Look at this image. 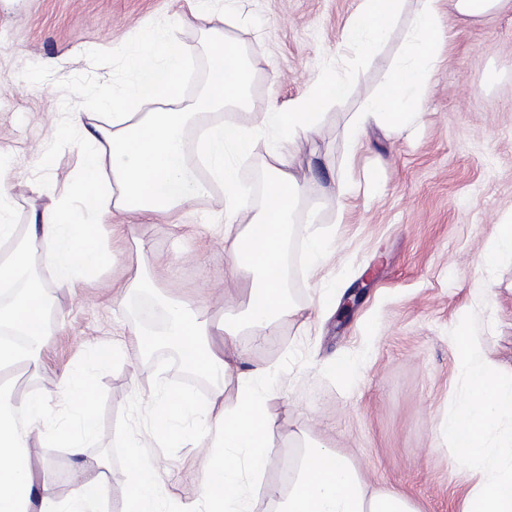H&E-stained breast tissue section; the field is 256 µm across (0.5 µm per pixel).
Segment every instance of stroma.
Masks as SVG:
<instances>
[{"instance_id": "1", "label": "stroma", "mask_w": 512, "mask_h": 512, "mask_svg": "<svg viewBox=\"0 0 512 512\" xmlns=\"http://www.w3.org/2000/svg\"><path fill=\"white\" fill-rule=\"evenodd\" d=\"M453 2L439 5L442 38L422 92L423 111L402 134L371 124L367 146L353 157L346 128L402 60L406 20L419 0H404L400 19L370 59L340 38L361 0H243L239 16L224 28L252 78L247 100L201 114L185 134L187 152L208 126L250 127L270 106L288 108L322 73L349 85L345 97L323 108L314 142L291 148L307 193L286 243L300 247L312 211L336 255L316 270H298L286 297L303 307L331 286L329 310L308 322L284 318L265 341L239 338L252 361L275 369L266 403L275 421L272 452L255 512H274L308 448L348 456L371 485L401 490L421 512H454L468 487L437 426L463 390L451 353L460 326L479 337L492 363L512 373V259L492 270L480 262L487 237L512 223V0L481 18L457 13ZM186 8V0H0V158L8 163L15 223L27 224L42 192L56 197L73 188L84 157L80 133L69 122L72 108L95 112L103 97L120 94L136 77L131 46L167 29ZM178 36L192 74L182 85L184 106L204 85L209 58L201 24L183 27ZM270 162L264 139L238 161L251 189L250 214L265 204ZM341 181L355 186L344 200L336 195ZM223 209L224 188L214 184L183 210L116 213L113 223L127 230L103 240L111 265L73 290L52 289L50 334L18 365L23 380L13 387L15 400L45 394L51 428L75 424L57 390L60 376L84 372L94 379L98 431L87 454L106 457L114 473L108 512L124 510L125 442L146 438L157 399L188 391L203 406L211 392L188 382L169 347L140 353L133 332L147 329L143 308L152 298L135 289L121 300L116 294L138 273L165 295L201 307L211 323L244 319L250 283L228 270ZM144 243L151 248L147 259ZM369 269L376 277L358 308L337 321L344 293ZM487 286L492 295L485 298L480 290ZM109 341L120 347L111 365L91 368L92 348ZM342 357L356 365L354 382L331 372ZM209 451L205 439L148 448L179 502L195 498ZM32 452L48 492L71 497L83 475L67 449L36 445Z\"/></svg>"}]
</instances>
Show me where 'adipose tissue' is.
Returning a JSON list of instances; mask_svg holds the SVG:
<instances>
[{"instance_id":"ef3b65f1","label":"adipose tissue","mask_w":512,"mask_h":512,"mask_svg":"<svg viewBox=\"0 0 512 512\" xmlns=\"http://www.w3.org/2000/svg\"><path fill=\"white\" fill-rule=\"evenodd\" d=\"M236 0L223 9L190 7L177 23L204 22L210 76L192 111L164 110L176 100L183 78L184 47L175 28L154 35L133 51L136 81L119 97H105L98 124H85L72 113L71 124L82 135L86 163L70 194L53 198L32 212L26 227L15 224L12 208L0 189V294H11L0 305V370L30 357L47 336V296L32 276V254L43 253L56 288H72L112 262L102 236L114 213L138 208L163 213L190 206L208 191L189 165L183 134L195 113L244 104L249 74L238 45L224 35ZM440 0H422L408 24V50L385 89L369 99L349 124L350 153L363 149L369 120L405 129L413 113L422 111L421 88L430 78L440 32L435 24ZM401 0H361L357 18L342 32L343 42L358 53L371 54L396 20ZM345 83L321 76L289 109L274 106L251 128L219 124L199 141V156L212 180L224 186V249L231 270L253 278L252 299L245 322L222 325L224 350L212 349L211 326L198 308L173 302L167 334L180 354L190 355L194 370L216 380L205 414L203 432L213 441L203 462L204 478L191 512H254L249 480L258 478L269 453L274 427L265 405L272 380L271 366L244 358L237 348L241 330L264 339L274 335L290 307L283 289L285 228L304 183L290 172L292 157L282 143L307 142L318 130L320 110L342 97ZM272 132L270 152L276 165L266 184V204L246 227L238 221L250 197L228 154H248L255 140ZM464 391L438 424L448 436L456 464L467 471L469 485L458 512H512V376L487 361L479 339L460 329L452 342ZM237 385V400L224 402V382ZM59 386L77 421L76 430L40 429L46 415L42 395L15 402L0 384V512H106L105 491L112 473L102 459H88L86 450L96 438L95 388L82 375H62ZM193 406L187 394L167 396L158 404L149 433L156 443L184 436L183 420ZM40 441L67 449L85 479L67 500L46 492L33 472L30 445ZM129 464L120 479L126 488L125 512H177L152 458L142 442L128 448ZM279 512H420L400 491L371 487L359 469L330 448H308L300 456L288 494Z\"/></svg>"}]
</instances>
